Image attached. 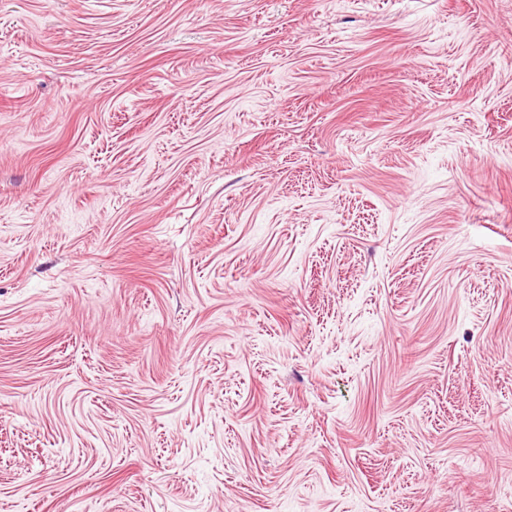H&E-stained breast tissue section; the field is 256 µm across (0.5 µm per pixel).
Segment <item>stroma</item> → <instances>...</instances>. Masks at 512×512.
<instances>
[{"label": "stroma", "mask_w": 512, "mask_h": 512, "mask_svg": "<svg viewBox=\"0 0 512 512\" xmlns=\"http://www.w3.org/2000/svg\"><path fill=\"white\" fill-rule=\"evenodd\" d=\"M0 512H512V0H0Z\"/></svg>", "instance_id": "1"}]
</instances>
